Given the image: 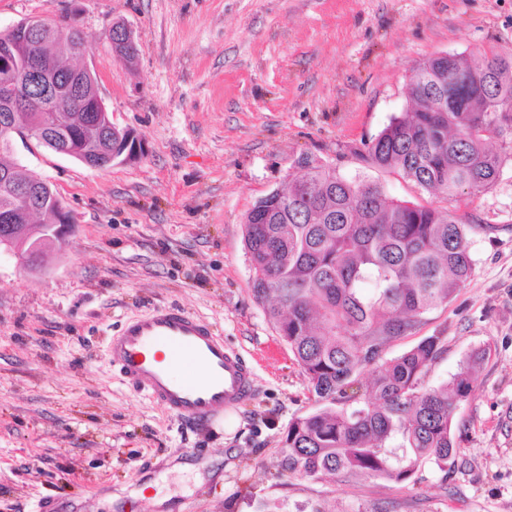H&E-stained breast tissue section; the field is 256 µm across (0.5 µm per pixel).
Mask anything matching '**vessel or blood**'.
Listing matches in <instances>:
<instances>
[{"label":"vessel or blood","mask_w":512,"mask_h":512,"mask_svg":"<svg viewBox=\"0 0 512 512\" xmlns=\"http://www.w3.org/2000/svg\"><path fill=\"white\" fill-rule=\"evenodd\" d=\"M109 354L126 383L187 422L212 424L253 394V373L240 353L175 304L123 322Z\"/></svg>","instance_id":"vessel-or-blood-1"}]
</instances>
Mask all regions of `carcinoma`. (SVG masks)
Listing matches in <instances>:
<instances>
[{
  "mask_svg": "<svg viewBox=\"0 0 512 512\" xmlns=\"http://www.w3.org/2000/svg\"><path fill=\"white\" fill-rule=\"evenodd\" d=\"M48 26L28 55L66 74L70 49L90 41L72 23ZM443 70L464 80L466 111H435L445 95ZM94 83L86 76L81 98L62 89L42 101L30 92V113L46 121L58 112L80 119L94 101ZM409 102L356 152L360 161L448 201L488 190L512 160V116L490 111L512 105V49L469 61L429 58L411 81ZM243 226L253 298L324 402L289 423L282 471L318 478L367 473L395 484L410 482L426 461L453 472L452 416L475 391L488 350L473 351L439 387L425 377L443 351L442 337L427 336L390 359L385 351L453 301L472 274L469 239L488 227L464 224L448 208L389 200L378 184L345 177L309 155L297 159L283 192L254 203Z\"/></svg>",
  "mask_w": 512,
  "mask_h": 512,
  "instance_id": "1",
  "label": "carcinoma"
}]
</instances>
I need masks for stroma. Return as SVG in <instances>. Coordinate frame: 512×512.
<instances>
[{
  "mask_svg": "<svg viewBox=\"0 0 512 512\" xmlns=\"http://www.w3.org/2000/svg\"><path fill=\"white\" fill-rule=\"evenodd\" d=\"M70 13L113 122L145 153L95 170L12 140L14 161L57 188L76 228L40 273L0 254V512H512L511 160L455 206L493 227L471 240V277L388 350L444 336L426 376L438 386L488 348L454 413L451 474L428 462L404 487L282 475L290 421L319 404L253 298L243 244L245 214L304 154L388 198L446 207L356 153L407 109L424 61L512 49V0H0V30ZM117 21L135 33L134 65L109 49ZM166 303L209 321L254 371L253 396L221 424L179 421L110 363L120 324Z\"/></svg>",
  "mask_w": 512,
  "mask_h": 512,
  "instance_id": "stroma-1",
  "label": "stroma"
}]
</instances>
